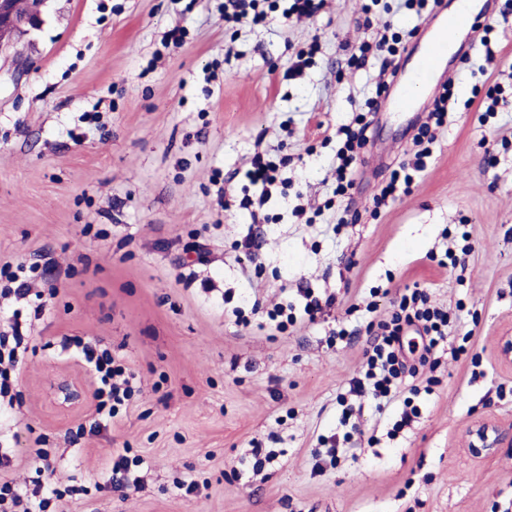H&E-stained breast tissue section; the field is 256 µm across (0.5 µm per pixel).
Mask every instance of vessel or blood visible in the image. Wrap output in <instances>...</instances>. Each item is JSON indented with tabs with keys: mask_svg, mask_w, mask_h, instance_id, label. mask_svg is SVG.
<instances>
[{
	"mask_svg": "<svg viewBox=\"0 0 512 512\" xmlns=\"http://www.w3.org/2000/svg\"><path fill=\"white\" fill-rule=\"evenodd\" d=\"M488 16L486 8L475 6L465 12L437 13V22L425 26L419 40V56L416 75L419 81L433 82L448 55V45L460 30L477 32L478 27ZM387 108L391 111H410L415 103L405 82L394 80L386 97Z\"/></svg>",
	"mask_w": 512,
	"mask_h": 512,
	"instance_id": "1",
	"label": "vessel or blood"
}]
</instances>
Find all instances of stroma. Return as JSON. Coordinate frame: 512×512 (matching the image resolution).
I'll list each match as a JSON object with an SVG mask.
<instances>
[{"label": "stroma", "mask_w": 512, "mask_h": 512, "mask_svg": "<svg viewBox=\"0 0 512 512\" xmlns=\"http://www.w3.org/2000/svg\"><path fill=\"white\" fill-rule=\"evenodd\" d=\"M224 2L47 0L21 61L0 57V265L42 254L64 273L35 287L45 310L31 321L20 402L0 414L12 456L0 482L34 477L42 434L58 486L88 489L57 512H512V447L477 462L466 452L476 419L512 423V368L497 353L512 328V9L494 0L504 19L486 42L451 53L454 95L431 162L411 194L378 209L420 123L366 114L353 186L335 195L336 129L375 96L381 69L375 55L350 57L367 20L387 13L409 75L421 18L404 0H322L288 20L278 0L264 22L235 24ZM481 64L503 88L490 116L469 103ZM259 152L285 165L253 214L240 201L257 189L236 173ZM465 231V266L438 265ZM251 232L263 240L254 252ZM414 285L459 312L437 369L405 377L381 411L349 396L364 436L319 466L323 439L348 431L337 397L365 361L368 324ZM304 288L335 300L276 332L269 311L302 310ZM65 336L100 340L141 388L76 441L93 384L62 353ZM465 339L480 366L452 359ZM409 397L420 414L390 436ZM255 448L273 453L258 472ZM124 450L143 460L140 489L108 480ZM191 480L197 492L179 489Z\"/></svg>", "instance_id": "stroma-1"}]
</instances>
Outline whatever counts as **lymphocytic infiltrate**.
Segmentation results:
<instances>
[{"mask_svg": "<svg viewBox=\"0 0 512 512\" xmlns=\"http://www.w3.org/2000/svg\"><path fill=\"white\" fill-rule=\"evenodd\" d=\"M453 96L451 87H444L428 114V124L420 128L417 149L411 160L394 169L376 206L388 200L410 194L415 181L428 167L433 152L425 142L431 126H442L448 112V101ZM368 124L364 115H356L350 124L339 127L340 146L336 152V193L346 195L353 186L347 171L356 160L366 142ZM52 267L51 262H25L0 267V298L27 301L35 281L44 279ZM21 310H14L9 330L0 332V411L13 406L14 387L21 365L32 345ZM451 315L448 310L432 306L424 289H405L393 303L389 320L380 322L365 350V369L349 382L351 394L371 397L377 408H384L401 386L406 375L430 365L435 349L448 337ZM419 335L422 352L417 359L405 353L404 339L408 333ZM62 349L79 359L94 383L95 423H110L126 409L139 394L136 372L122 358L112 355L99 344L80 337H63ZM36 476L32 487H19L8 482L0 484V512H47L53 498L59 497L53 488V465L50 453L42 444H35L31 452Z\"/></svg>", "mask_w": 512, "mask_h": 512, "instance_id": "obj_1", "label": "lymphocytic infiltrate"}]
</instances>
